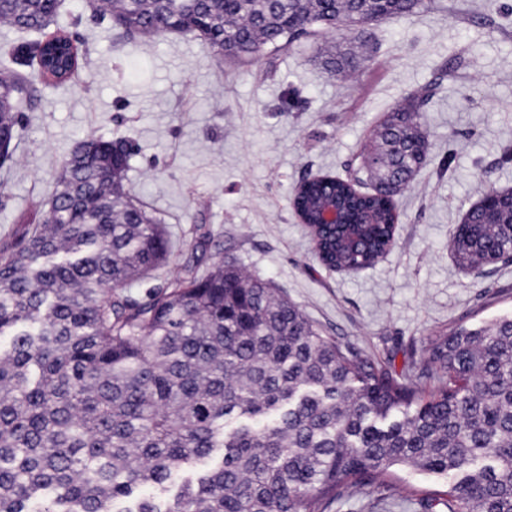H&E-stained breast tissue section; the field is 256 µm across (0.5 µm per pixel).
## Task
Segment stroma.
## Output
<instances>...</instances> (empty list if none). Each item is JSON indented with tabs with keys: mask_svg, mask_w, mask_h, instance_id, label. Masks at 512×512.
<instances>
[{
	"mask_svg": "<svg viewBox=\"0 0 512 512\" xmlns=\"http://www.w3.org/2000/svg\"><path fill=\"white\" fill-rule=\"evenodd\" d=\"M56 27L84 57L60 87L26 68L34 101L0 169V244L40 223L61 158L93 133L133 144L127 184L171 244L153 277L128 286L136 300L188 266L233 258L324 336L400 375L440 331L512 313V261L475 271L449 248L484 191L512 188V0H425L417 14L356 28L364 62L347 76L327 69L338 36L319 29L238 64L189 34L126 37L89 0H62ZM413 95L433 136L395 199L392 248L366 269L325 268L294 214L295 188L360 176L372 130ZM328 512L421 509L364 486Z\"/></svg>",
	"mask_w": 512,
	"mask_h": 512,
	"instance_id": "35a3bbf8",
	"label": "stroma"
}]
</instances>
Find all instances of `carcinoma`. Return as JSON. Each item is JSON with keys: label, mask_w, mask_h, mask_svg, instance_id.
<instances>
[{"label": "carcinoma", "mask_w": 512, "mask_h": 512, "mask_svg": "<svg viewBox=\"0 0 512 512\" xmlns=\"http://www.w3.org/2000/svg\"><path fill=\"white\" fill-rule=\"evenodd\" d=\"M424 0H98L133 38L191 33L249 59L291 35L402 17ZM59 0H0V23L35 29ZM43 81L66 83L79 49L16 48L0 65V139ZM429 132L411 100L372 133L376 194L336 177L297 205L326 265L371 266L393 243L394 197L423 165ZM88 135L63 157L42 221L0 251V512H325L400 468L451 477L399 489L423 512H512V315L457 324L400 379L321 335L273 285L234 260L191 267L145 301L125 292L168 256L162 219L125 190L130 154ZM332 194L354 242L315 223ZM451 249L466 266L512 258V210H475Z\"/></svg>", "instance_id": "obj_1"}]
</instances>
